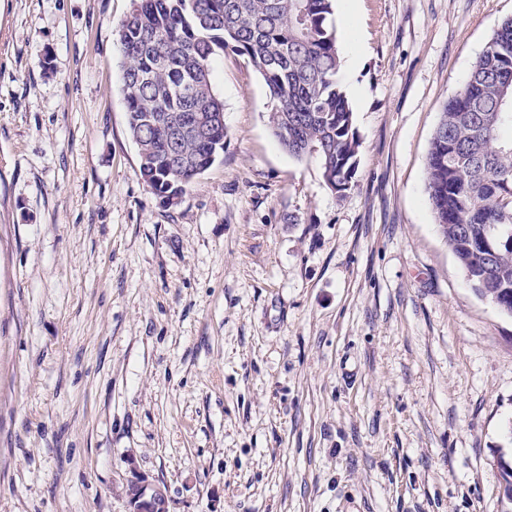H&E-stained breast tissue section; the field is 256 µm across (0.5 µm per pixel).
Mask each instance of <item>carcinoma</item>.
Listing matches in <instances>:
<instances>
[{
    "instance_id": "carcinoma-1",
    "label": "carcinoma",
    "mask_w": 512,
    "mask_h": 512,
    "mask_svg": "<svg viewBox=\"0 0 512 512\" xmlns=\"http://www.w3.org/2000/svg\"><path fill=\"white\" fill-rule=\"evenodd\" d=\"M333 0H132L118 42L127 128L140 173L169 205L224 152V126L205 141H167L185 112L224 117L210 61L232 49L262 77L269 124L298 160L318 159L336 191L352 187L361 147L342 89ZM427 190L467 282L512 315V18L504 20L445 105L427 161Z\"/></svg>"
}]
</instances>
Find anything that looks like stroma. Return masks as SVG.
<instances>
[{"label":"stroma","mask_w":512,"mask_h":512,"mask_svg":"<svg viewBox=\"0 0 512 512\" xmlns=\"http://www.w3.org/2000/svg\"><path fill=\"white\" fill-rule=\"evenodd\" d=\"M132 0H0V512H512V317L467 283L426 164L512 0H335L351 189L217 52L224 152L178 205L127 130ZM130 512H170L165 488L143 473H134L125 489Z\"/></svg>","instance_id":"obj_1"}]
</instances>
